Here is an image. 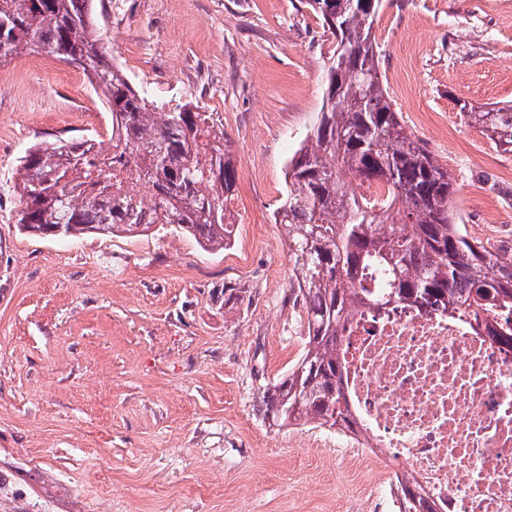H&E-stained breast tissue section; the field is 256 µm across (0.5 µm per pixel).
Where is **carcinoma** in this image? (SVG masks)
I'll use <instances>...</instances> for the list:
<instances>
[{
  "label": "carcinoma",
  "mask_w": 512,
  "mask_h": 512,
  "mask_svg": "<svg viewBox=\"0 0 512 512\" xmlns=\"http://www.w3.org/2000/svg\"><path fill=\"white\" fill-rule=\"evenodd\" d=\"M90 0H0V61L29 50L84 61L108 105L112 152L86 140L30 147L19 170L18 224L45 237L143 235L167 224L204 249H225L236 174L224 129L189 104L141 96L101 46ZM383 0L306 5L334 36L324 101L313 133L289 159L275 221L288 235L306 321L305 350L261 402L284 425L354 428L340 359L342 330L361 309L404 304L481 323L512 347V329L486 319L512 310V256L468 238L455 223L448 169L409 134L392 108L376 56ZM467 121L512 152V101L460 104ZM383 184L378 202L350 191ZM144 185L142 197L136 186ZM401 512H441L420 486L399 483Z\"/></svg>",
  "instance_id": "cac0c4a2"
}]
</instances>
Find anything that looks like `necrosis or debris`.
Returning <instances> with one entry per match:
<instances>
[{"mask_svg":"<svg viewBox=\"0 0 512 512\" xmlns=\"http://www.w3.org/2000/svg\"><path fill=\"white\" fill-rule=\"evenodd\" d=\"M348 448L389 462L441 512H512V348L468 321L403 305L343 333Z\"/></svg>","mask_w":512,"mask_h":512,"instance_id":"1","label":"necrosis or debris"}]
</instances>
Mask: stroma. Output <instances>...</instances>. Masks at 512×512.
Masks as SVG:
<instances>
[{"label": "stroma", "mask_w": 512, "mask_h": 512, "mask_svg": "<svg viewBox=\"0 0 512 512\" xmlns=\"http://www.w3.org/2000/svg\"><path fill=\"white\" fill-rule=\"evenodd\" d=\"M110 57L148 101L224 127L237 178L229 248L21 230L28 148L110 147L90 77L24 51L0 63V512H387L378 459L259 402L301 357L305 312L273 213L312 127L333 37L305 0H104ZM380 69L406 130L455 184L456 223L512 254V153L460 102L512 101V0H383ZM351 487L348 497L336 493Z\"/></svg>", "instance_id": "35a3bbf8"}]
</instances>
